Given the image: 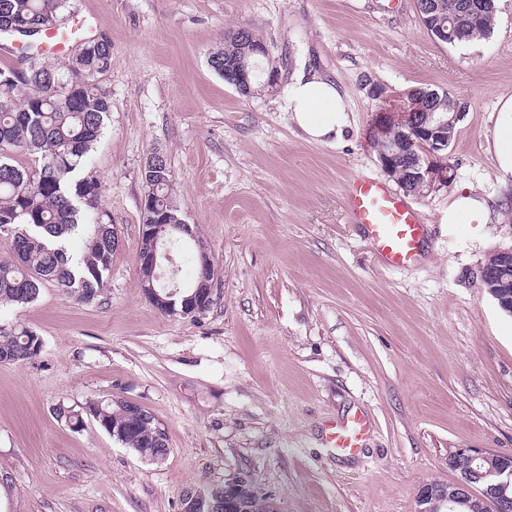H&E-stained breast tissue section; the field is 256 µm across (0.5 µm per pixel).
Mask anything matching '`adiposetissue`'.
Returning a JSON list of instances; mask_svg holds the SVG:
<instances>
[{
  "mask_svg": "<svg viewBox=\"0 0 512 512\" xmlns=\"http://www.w3.org/2000/svg\"><path fill=\"white\" fill-rule=\"evenodd\" d=\"M285 110L308 140L326 143L341 138L350 127L348 95L316 71L299 73L288 87ZM492 153L501 177H512V95L498 99L491 131ZM491 205L483 196L454 193L441 221L445 224L486 223Z\"/></svg>",
  "mask_w": 512,
  "mask_h": 512,
  "instance_id": "1",
  "label": "adipose tissue"
}]
</instances>
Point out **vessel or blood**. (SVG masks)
I'll return each instance as SVG.
<instances>
[{
    "label": "vessel or blood",
    "instance_id": "obj_1",
    "mask_svg": "<svg viewBox=\"0 0 512 512\" xmlns=\"http://www.w3.org/2000/svg\"><path fill=\"white\" fill-rule=\"evenodd\" d=\"M345 207L350 222L362 232L384 269H406L421 259L427 232L420 214L385 184L367 178L349 179ZM369 429L364 415H354L347 423L333 426L329 443L338 451L354 453Z\"/></svg>",
    "mask_w": 512,
    "mask_h": 512
}]
</instances>
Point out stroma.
I'll return each mask as SVG.
<instances>
[{
	"instance_id": "stroma-1",
	"label": "stroma",
	"mask_w": 512,
	"mask_h": 512,
	"mask_svg": "<svg viewBox=\"0 0 512 512\" xmlns=\"http://www.w3.org/2000/svg\"><path fill=\"white\" fill-rule=\"evenodd\" d=\"M89 35L112 45L97 79L112 103L88 170L121 245L105 299L83 304L46 285L0 321L43 339L23 364L0 363V512H183L187 494L248 474L279 512H418L420 489L458 478L457 448L512 455V315L480 270L512 248L487 134L512 94V0L488 39L455 47L423 26L416 0H75ZM247 27L278 81L241 94L209 56ZM314 70L348 93L343 141L314 143L284 110ZM413 88L448 91L465 114L433 167L452 183L411 197L428 228L421 261L387 271L351 224L344 187L382 167L374 126ZM173 171V198L198 242L175 247L187 283L204 244L213 302L197 318L161 313L141 288L139 242L152 152ZM467 185L493 202L488 223L443 224ZM124 400L169 439L141 458L93 420L72 430L57 405ZM363 414L348 455L331 426Z\"/></svg>"
}]
</instances>
